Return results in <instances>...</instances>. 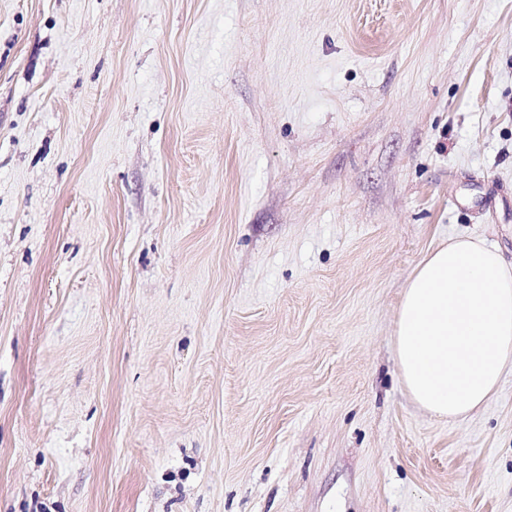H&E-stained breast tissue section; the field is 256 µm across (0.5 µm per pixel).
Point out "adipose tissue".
<instances>
[{
  "instance_id": "obj_1",
  "label": "adipose tissue",
  "mask_w": 512,
  "mask_h": 512,
  "mask_svg": "<svg viewBox=\"0 0 512 512\" xmlns=\"http://www.w3.org/2000/svg\"><path fill=\"white\" fill-rule=\"evenodd\" d=\"M394 345L422 408L458 419L483 405L512 367V263L472 236L434 250L403 291Z\"/></svg>"
}]
</instances>
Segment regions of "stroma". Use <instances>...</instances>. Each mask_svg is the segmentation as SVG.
I'll use <instances>...</instances> for the list:
<instances>
[{"mask_svg":"<svg viewBox=\"0 0 512 512\" xmlns=\"http://www.w3.org/2000/svg\"><path fill=\"white\" fill-rule=\"evenodd\" d=\"M512 261V0H0V512H512V368L406 392L404 288Z\"/></svg>","mask_w":512,"mask_h":512,"instance_id":"obj_1","label":"stroma"}]
</instances>
